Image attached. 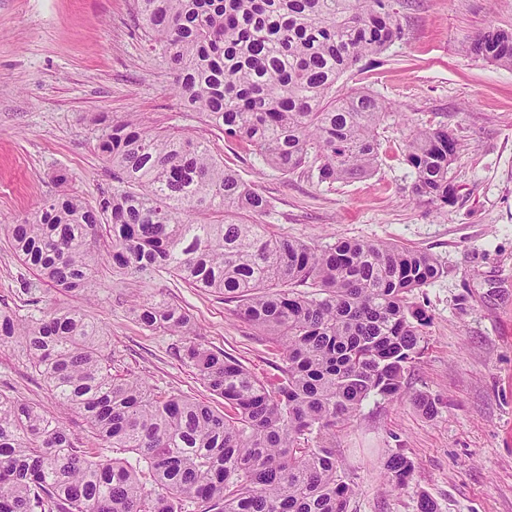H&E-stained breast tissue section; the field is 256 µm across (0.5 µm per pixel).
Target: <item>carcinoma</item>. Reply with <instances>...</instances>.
I'll list each match as a JSON object with an SVG mask.
<instances>
[{
    "mask_svg": "<svg viewBox=\"0 0 512 512\" xmlns=\"http://www.w3.org/2000/svg\"><path fill=\"white\" fill-rule=\"evenodd\" d=\"M143 36L170 63L176 91L207 125L267 164L305 166L321 183L362 178L379 155L391 106L336 97L339 76L403 36L390 0H134ZM473 50L512 66V32L489 31ZM112 195L96 204L68 190L31 219L7 225L14 254L38 282L100 291L113 274L164 271L224 295L278 347L280 376L262 381L196 340L191 315L151 295L132 308L145 327L184 338L179 350L220 410L112 373L102 332L80 311L42 305L19 319L0 309V345L25 349L61 406L100 440L81 448L39 406L0 393V512H347L354 495L333 448L336 425L371 396L401 395L429 318L409 295L440 277L430 255L339 239L311 246L256 222L269 200L202 136L129 118L96 140ZM461 145L445 128L412 132V192L448 205ZM121 448L136 464L108 455ZM393 490L413 463L389 454Z\"/></svg>",
    "mask_w": 512,
    "mask_h": 512,
    "instance_id": "carcinoma-1",
    "label": "carcinoma"
}]
</instances>
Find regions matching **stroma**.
Wrapping results in <instances>:
<instances>
[{
    "label": "stroma",
    "mask_w": 512,
    "mask_h": 512,
    "mask_svg": "<svg viewBox=\"0 0 512 512\" xmlns=\"http://www.w3.org/2000/svg\"><path fill=\"white\" fill-rule=\"evenodd\" d=\"M404 36L336 83L365 90L395 111L379 129L380 160L368 176L334 184L315 172L285 174L208 127L189 111L166 60L148 49L133 0H0V224L37 212L66 175L89 201L111 192L112 171L95 150L100 118L178 125L209 139L226 166L270 202L260 223L324 246L339 239L390 242L430 254L442 275L412 301L430 318L419 359L400 399L375 396L337 427L335 448L357 483L348 512H418L419 493L438 512H512V67L470 53L491 30L512 31V0H393ZM445 127L462 145L449 169L454 204L411 193L404 159L411 130ZM28 269L0 237V303L26 312ZM162 295L187 310L201 342L263 380L277 374V348L223 296L164 273L102 272L97 296L43 291L46 303L74 306L105 334L120 374L214 407L222 402L185 365L183 340L141 326L131 306ZM0 391L54 416L83 448L97 436L64 409L32 370L21 346H0ZM425 394L434 416L415 406ZM415 464L405 489L385 487L381 459Z\"/></svg>",
    "instance_id": "35a3bbf8"
}]
</instances>
